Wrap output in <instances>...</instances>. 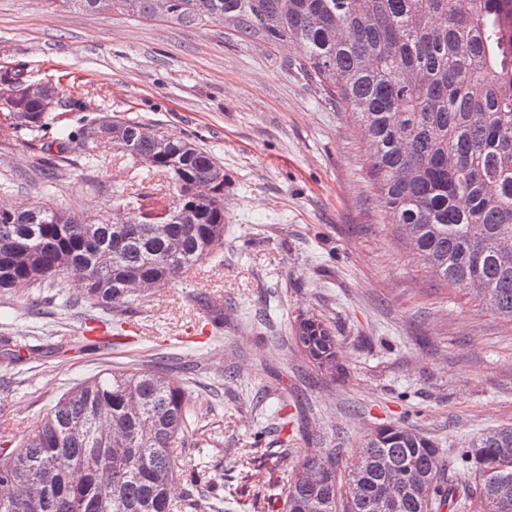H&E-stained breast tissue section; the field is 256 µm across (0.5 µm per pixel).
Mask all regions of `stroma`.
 I'll return each instance as SVG.
<instances>
[{
    "instance_id": "stroma-1",
    "label": "stroma",
    "mask_w": 512,
    "mask_h": 512,
    "mask_svg": "<svg viewBox=\"0 0 512 512\" xmlns=\"http://www.w3.org/2000/svg\"><path fill=\"white\" fill-rule=\"evenodd\" d=\"M282 44L226 35L222 25L90 14L51 0H0V66L29 84L80 92L73 126L109 116L189 137L224 167V262L203 263L128 315L124 335L86 348L94 310L74 284L0 293V326L36 345L0 350V439L18 442L76 385L163 363L219 447L221 512L259 501L279 512L288 473L310 451L350 458L364 436L409 424L448 459L484 432L512 426V325L418 271L394 225L380 220L368 143L341 105L293 65ZM0 178L10 204L111 213L125 163L71 165L51 191L25 173L33 150L6 134ZM324 318L338 342L335 373L294 345L299 315ZM234 372L235 380L224 377ZM263 481L238 477V449Z\"/></svg>"
}]
</instances>
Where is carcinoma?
Masks as SVG:
<instances>
[{
	"mask_svg": "<svg viewBox=\"0 0 512 512\" xmlns=\"http://www.w3.org/2000/svg\"><path fill=\"white\" fill-rule=\"evenodd\" d=\"M110 11L158 16L156 0H108ZM163 18L179 25L219 23L227 33L285 42L295 63L340 101L371 142L368 172L383 212L396 224L425 276L463 293L481 310L512 324V0H173ZM0 68V92L22 82ZM26 122L12 133L39 147L32 173L47 190L67 174L71 150L84 168L101 147L65 122L52 126L35 100L15 101ZM118 135L102 141L130 158L140 183L162 174L168 192L112 188L126 223L68 206L21 204L0 216V292L25 285L53 288L70 257L83 279L75 298L112 316L144 297L125 287L148 279L164 288L224 248V166L190 138L114 120ZM56 153H51L52 147ZM212 193L183 195L190 184ZM192 206L188 224L182 210ZM109 256V265L98 263ZM295 343L320 371L336 369V339L322 319H297ZM184 389L156 369L114 372L61 397L14 448H0V487L20 497L0 512H215L199 487L210 481L199 462L183 465L175 439L191 427ZM442 449L410 426L377 428L353 451L363 469L340 475L336 453L303 456L291 469L281 512H392L384 487L409 495L397 512H437L451 496L437 469ZM472 482L456 510L473 498L485 512H512V427L484 433L458 451ZM182 478L197 490L179 500Z\"/></svg>",
	"mask_w": 512,
	"mask_h": 512,
	"instance_id": "obj_1",
	"label": "carcinoma"
}]
</instances>
